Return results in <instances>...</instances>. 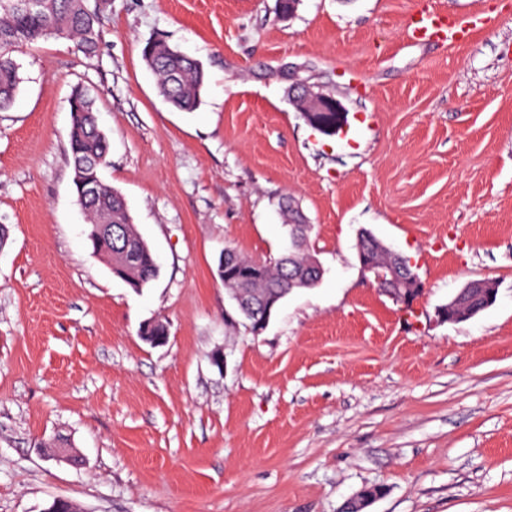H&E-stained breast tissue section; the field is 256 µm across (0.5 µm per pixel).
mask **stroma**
I'll return each instance as SVG.
<instances>
[{
  "mask_svg": "<svg viewBox=\"0 0 512 512\" xmlns=\"http://www.w3.org/2000/svg\"><path fill=\"white\" fill-rule=\"evenodd\" d=\"M421 0H104L87 56L48 39L15 54L0 111V512H512V0H428L483 23L415 45ZM156 38L199 60L193 112L142 57ZM306 85L333 124L301 109ZM96 97L103 179L159 272L142 291L84 235L70 96ZM312 226L319 284L258 335L217 276L225 248L285 252L278 202ZM370 230L410 256L412 308L360 273ZM498 284L468 321L436 309ZM168 328L153 346L140 331ZM65 437L75 468L49 460Z\"/></svg>",
  "mask_w": 512,
  "mask_h": 512,
  "instance_id": "1",
  "label": "stroma"
}]
</instances>
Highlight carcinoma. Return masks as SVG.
I'll return each instance as SVG.
<instances>
[{
    "label": "carcinoma",
    "mask_w": 512,
    "mask_h": 512,
    "mask_svg": "<svg viewBox=\"0 0 512 512\" xmlns=\"http://www.w3.org/2000/svg\"><path fill=\"white\" fill-rule=\"evenodd\" d=\"M61 33L74 41L81 52L94 55L100 40L98 13L81 8L77 0H51L50 7L35 14L27 13L21 0H0V111L11 106L20 83L19 66L13 53L40 40L57 38ZM150 67L158 77L159 93L174 108L193 112L199 107L206 72L195 59L160 48L152 57ZM94 104V97L85 89L77 105L70 108L69 145L75 169L108 155L109 141L97 123ZM76 203L85 216L89 233L103 221L104 215L112 217V238L100 236L89 244L101 257L113 260L114 276L136 291L155 279L156 258L132 223L125 199L117 189L102 180L97 198L84 200L78 196ZM279 208L290 240L286 253L269 261H256L226 249L220 257L226 274L237 268L253 270L248 278L234 276L232 280L254 309L263 300L273 297L283 300L292 291V280L297 274L315 283L321 278L314 263L316 253L308 243L311 225L305 222L292 197H283ZM364 257L384 269L391 264L376 238L366 247Z\"/></svg>",
    "instance_id": "1"
}]
</instances>
